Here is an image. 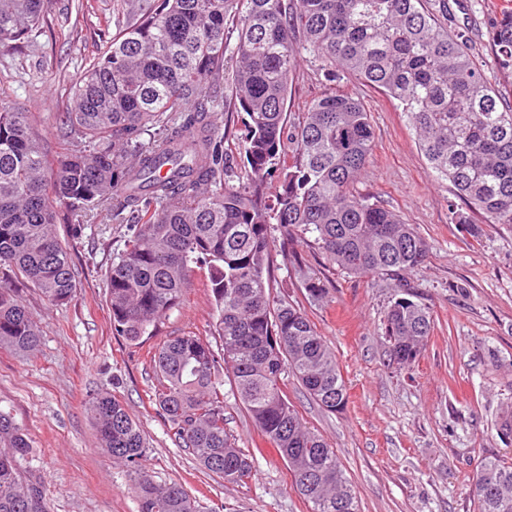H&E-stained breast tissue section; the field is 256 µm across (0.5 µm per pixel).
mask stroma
Wrapping results in <instances>:
<instances>
[{"instance_id":"stroma-1","label":"stroma","mask_w":512,"mask_h":512,"mask_svg":"<svg viewBox=\"0 0 512 512\" xmlns=\"http://www.w3.org/2000/svg\"><path fill=\"white\" fill-rule=\"evenodd\" d=\"M511 3L460 0L455 25L512 103V82L503 77L491 40L501 7ZM70 4L55 0L53 29L32 47L0 55V90L40 115L38 135L51 153L62 142L72 82L116 33L112 0H88L81 18ZM331 87L371 114L373 147L360 190L413 224L428 243V259L412 282L434 331L414 363L392 365L383 319L398 295L394 282L347 274L306 241L303 274L275 257L270 286L288 293L334 351L348 404L329 413L296 380L284 390L305 425L335 449L360 512H474L471 481L479 461L512 458V438L498 430L512 411V225H486L475 238L456 224L452 213L462 203L451 183L431 172L397 100L346 73L327 81L306 53L294 74L287 121L301 119ZM128 229L108 209L76 237L69 225H57L71 247L78 288L63 306L27 292L40 343L25 354L0 348V411L31 439L26 466L41 478L48 512H139L127 468L99 445L87 408L95 393L122 401L144 432L145 470L155 481L181 484L201 512H310L286 462L262 439L232 386L224 388L225 428L253 457L246 483H227L203 469L158 413L155 352L173 337L213 331L208 271L195 268L182 303L153 335L129 344L112 333L105 279ZM304 274L324 280L323 302L309 300Z\"/></svg>"}]
</instances>
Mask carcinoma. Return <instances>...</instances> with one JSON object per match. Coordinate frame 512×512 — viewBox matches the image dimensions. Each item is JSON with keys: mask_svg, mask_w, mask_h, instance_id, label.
<instances>
[{"mask_svg": "<svg viewBox=\"0 0 512 512\" xmlns=\"http://www.w3.org/2000/svg\"><path fill=\"white\" fill-rule=\"evenodd\" d=\"M52 3L0 0V53L47 27ZM453 16L449 0H113L119 32L70 87L74 108L62 115L54 163L35 114L0 98V266L13 275L0 282V347L38 345L28 289L53 305L76 291L70 246L55 225L69 223L77 236L75 220L118 195L130 234L106 275L112 334L133 345L153 335L180 305L193 266L208 270L219 346L176 336L154 356L155 402L180 447L226 482L251 476V455L224 427L227 379L311 512H359L336 451L283 390L292 376L324 410H343L336 357L305 313L272 294L265 274L276 246L302 270L298 245L313 233L348 273L392 277L400 296L384 335L404 367L433 331L411 284L429 249L413 225L356 189L373 143L365 107L332 90L290 124L286 103L303 51L329 78L353 74L402 106L429 168L466 206L455 223L472 236L482 224H512V109L500 107ZM492 44L512 78V10L496 18ZM219 110L248 117L245 179L236 185L215 134ZM153 129L161 141H144ZM303 285L314 302L328 293L315 277ZM88 409L104 451L131 472L140 512H198L182 485L142 471L145 440L119 399L97 394ZM31 448L0 412V512H47L40 478L23 466ZM471 494L475 512H512V462L483 459Z\"/></svg>", "mask_w": 512, "mask_h": 512, "instance_id": "1", "label": "carcinoma"}]
</instances>
